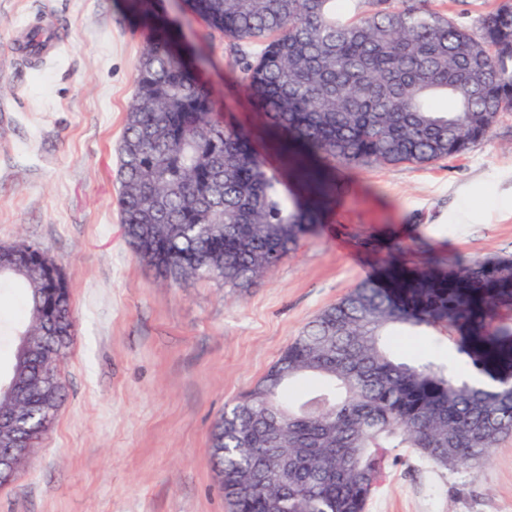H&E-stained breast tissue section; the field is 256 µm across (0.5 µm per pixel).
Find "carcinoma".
<instances>
[{"label":"carcinoma","instance_id":"cac0c4a2","mask_svg":"<svg viewBox=\"0 0 512 512\" xmlns=\"http://www.w3.org/2000/svg\"><path fill=\"white\" fill-rule=\"evenodd\" d=\"M146 49L119 144L118 205L136 256L172 285L245 288L323 222L341 165H422L465 154L512 112V11L475 33L410 0H184L234 45L232 80L286 154L295 193L268 173L251 133L220 113L158 0H127ZM34 355L4 377L32 381L0 409L31 415L35 449L64 397L59 368L74 340L67 280L42 250L14 244ZM512 259L442 274L386 270L307 323L277 362L224 410L211 456L232 512H365L389 452L411 448L439 470L469 473L512 435ZM469 336L461 365L404 355L402 336ZM288 460V474L259 478Z\"/></svg>","mask_w":512,"mask_h":512}]
</instances>
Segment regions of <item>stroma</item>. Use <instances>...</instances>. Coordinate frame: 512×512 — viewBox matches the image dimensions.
Segmentation results:
<instances>
[{"instance_id": "obj_1", "label": "stroma", "mask_w": 512, "mask_h": 512, "mask_svg": "<svg viewBox=\"0 0 512 512\" xmlns=\"http://www.w3.org/2000/svg\"><path fill=\"white\" fill-rule=\"evenodd\" d=\"M499 0H427L475 28ZM183 41L207 56L201 80L249 128L267 170H289L247 95L229 78V42L161 0ZM60 33L30 61L22 27ZM144 37L123 0H0V244H37L70 287L75 337L67 395L0 512H230L210 462L214 420L249 390L324 308L392 256L512 258V112L463 156L341 169L347 189L324 224L247 288L173 285L127 242L117 147L136 93ZM23 295L0 289V368ZM459 333L402 338L405 354L447 359ZM366 512H512V436L473 475L400 448Z\"/></svg>"}]
</instances>
